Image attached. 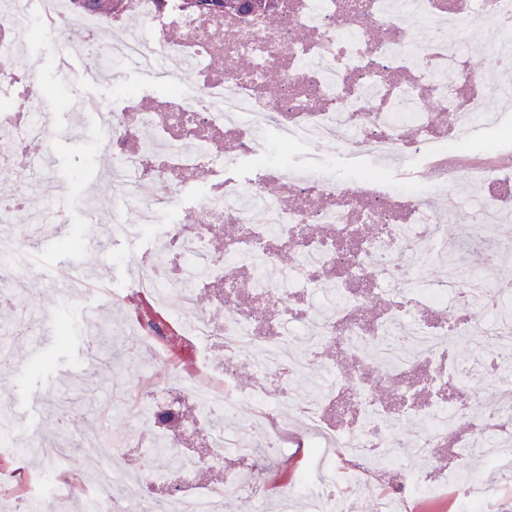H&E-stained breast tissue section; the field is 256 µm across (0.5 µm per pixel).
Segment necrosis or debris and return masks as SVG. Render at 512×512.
Segmentation results:
<instances>
[{
	"label": "necrosis or debris",
	"instance_id": "4bbe7bcc",
	"mask_svg": "<svg viewBox=\"0 0 512 512\" xmlns=\"http://www.w3.org/2000/svg\"><path fill=\"white\" fill-rule=\"evenodd\" d=\"M131 15L144 27L123 33ZM76 22L87 27L90 69L158 71L171 86L152 98L126 92L103 108L102 145L137 223H159L187 185L206 183L197 219L138 265L148 294L180 297L178 323L188 324L204 367L223 380L222 390L198 398L216 422L208 446L238 463L224 485L164 501L144 491L155 474L117 492L104 470L92 512H224L226 499L261 498L267 473L292 447L278 420L282 401L304 424L300 444L311 454L339 456L366 475V489L374 487L369 473L385 479L378 512H396L395 499L436 485L438 474L411 473L406 464L450 437L455 512H502L497 491L512 485V467L496 461L498 448L512 443V289L499 284L496 267L512 250V161L476 141L478 131L506 128L496 102L512 93V0H278L274 14L244 20L203 17L182 0H127L114 19L71 2L58 14L0 7V84L8 88L0 95V178L15 183L12 198L0 200L1 223L31 200L19 149L43 147L54 132L43 119L42 85L20 67L21 46L36 34L62 40ZM477 25L486 26L494 56L482 70L471 64L474 46L459 38ZM420 29L426 41L417 40ZM130 111L132 125L122 121ZM273 142L439 163L427 179L400 182L275 162L257 178L233 177ZM466 151L478 166L454 165ZM284 179L288 201L267 192ZM462 181L470 192L435 193ZM463 209L488 233L449 243L447 224ZM217 224L226 228L218 251ZM284 252L293 262L281 267ZM439 261L444 277L425 276ZM201 289L211 293L204 309L195 306ZM459 341L476 344L473 360L455 357ZM325 346L342 364H322ZM246 364L266 389L236 391ZM475 374L496 384L482 406L459 400ZM383 378L395 382L388 403L373 395ZM245 404L266 426L262 437L230 432ZM410 419L422 422L420 432L403 430ZM471 448L495 459L492 478L466 472ZM309 491L315 512H354L357 493L346 478L317 474Z\"/></svg>",
	"mask_w": 512,
	"mask_h": 512
}]
</instances>
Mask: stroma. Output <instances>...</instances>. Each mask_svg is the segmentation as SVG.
I'll list each match as a JSON object with an SVG mask.
<instances>
[{
  "label": "stroma",
  "mask_w": 512,
  "mask_h": 512,
  "mask_svg": "<svg viewBox=\"0 0 512 512\" xmlns=\"http://www.w3.org/2000/svg\"><path fill=\"white\" fill-rule=\"evenodd\" d=\"M21 66L49 87L46 107L56 114L61 130L48 144V166L32 164L26 172L41 194L56 199L64 208L69 222L62 233L27 246V262L36 277L31 291L13 300L17 309L34 313L41 321L32 335L8 340L13 362L0 372V408L8 413L11 436L16 442L13 452H0V477L7 480L6 486L0 488V512H15L18 500L28 495L31 480L38 477L53 480L77 474L82 483L92 484L106 463L94 452L80 448L79 442L95 434L109 433L126 442L128 469L116 472V480H124L128 473L140 469L165 471V459L147 451L159 430L158 424L131 417L127 412L139 397L146 377L168 403L183 411L184 452L209 457L204 436L207 424L194 398L170 391L169 386L177 375L188 384L212 388L220 385L214 374L200 369L193 351L179 339L169 337L163 341L164 357L150 356L140 365L114 360L94 370L87 368L85 346L95 335L90 323L92 309L108 310L113 335L120 338L123 347H137L136 316L145 299L137 289L127 287L125 269L134 259L153 252L159 238L179 229L194 214L196 200L206 185H193L161 223L142 226L131 216L125 223H113L117 196L101 180L107 158L100 145L98 118L94 108L76 105V96L83 89L95 100L111 102L112 83L92 79L82 57L65 56L48 39L31 41ZM90 196L99 205V220L95 223L89 221L85 211V201ZM92 235L98 239L93 251H76L66 243L70 237L84 241ZM77 267L84 268L92 288L76 296L57 295L59 283ZM63 324L69 329L64 339L58 335ZM64 398L78 406L68 424L77 445L69 449L66 469L61 472L54 467L52 453L32 457L28 443L37 437L52 436L55 407ZM310 467L307 451L294 449L284 456L268 473L270 489L264 512H276V497L287 488L293 491V512H313L307 485Z\"/></svg>",
  "instance_id": "obj_1"
}]
</instances>
